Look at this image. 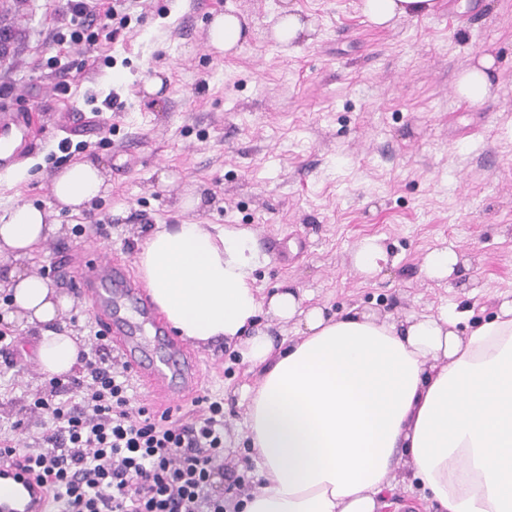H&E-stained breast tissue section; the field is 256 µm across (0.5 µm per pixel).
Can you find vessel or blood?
<instances>
[{
    "label": "vessel or blood",
    "instance_id": "vessel-or-blood-1",
    "mask_svg": "<svg viewBox=\"0 0 512 512\" xmlns=\"http://www.w3.org/2000/svg\"><path fill=\"white\" fill-rule=\"evenodd\" d=\"M76 286L96 306L102 332L112 339V352L135 373L160 403L183 404L200 386L199 361L176 337L167 336L143 286L125 265L112 258L85 264ZM0 512H52L50 497L34 475L10 461L0 463Z\"/></svg>",
    "mask_w": 512,
    "mask_h": 512
}]
</instances>
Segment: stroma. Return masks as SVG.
Wrapping results in <instances>:
<instances>
[{
    "mask_svg": "<svg viewBox=\"0 0 512 512\" xmlns=\"http://www.w3.org/2000/svg\"><path fill=\"white\" fill-rule=\"evenodd\" d=\"M312 25L288 50L273 36L282 2ZM0 28V85L24 90L31 136L17 142L0 175V207L21 199L45 207L60 231L23 263L73 300L62 317L90 341L88 298L74 286L86 261L107 253L134 267L153 224H238L252 230L267 263L263 295L281 283L328 313L359 307L404 318L441 307L492 318L512 299V0H440L433 16L370 25L358 0H141L116 40L81 61L60 33L65 0H11ZM245 17L252 31L235 55L209 46L217 13ZM494 56V98L458 100V72ZM67 71L70 98L56 97L51 72ZM162 77L156 96L143 86ZM120 97L123 111L107 107ZM94 161L107 190L81 213L59 207L51 178ZM204 206L180 208L190 195ZM382 237L396 266L366 279L351 251ZM469 258L445 281L422 266L435 249ZM203 392L223 405L224 460L249 488L259 465L246 445L244 393L256 375L235 346L196 348ZM33 357L0 362V424L22 421L32 441L28 395L45 389Z\"/></svg>",
    "mask_w": 512,
    "mask_h": 512,
    "instance_id": "stroma-1",
    "label": "stroma"
}]
</instances>
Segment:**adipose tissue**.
<instances>
[{
    "mask_svg": "<svg viewBox=\"0 0 512 512\" xmlns=\"http://www.w3.org/2000/svg\"><path fill=\"white\" fill-rule=\"evenodd\" d=\"M438 0H360L384 28L434 12ZM245 18L216 15L209 44L234 54L249 40ZM493 56L482 55L455 84L477 106L492 94ZM53 198L77 212L106 190L97 164L77 162L52 178ZM44 208L21 200L0 210V280L23 328L35 330L38 369L74 374L84 344L61 323L72 299L22 269L53 236ZM263 257L247 228L158 224L143 237L137 268L152 302L178 335L198 346H237L258 380L245 437L260 486L240 512H387L400 486L442 512H512V300L495 318L459 334L460 313L402 319L356 307L327 314L298 291L264 296ZM268 312L295 323L297 340L258 328ZM409 473H401L400 461Z\"/></svg>",
    "mask_w": 512,
    "mask_h": 512,
    "instance_id": "obj_1",
    "label": "adipose tissue"
}]
</instances>
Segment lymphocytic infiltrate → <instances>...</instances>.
I'll return each instance as SVG.
<instances>
[{"mask_svg": "<svg viewBox=\"0 0 512 512\" xmlns=\"http://www.w3.org/2000/svg\"><path fill=\"white\" fill-rule=\"evenodd\" d=\"M137 3L112 0L100 12L94 0H67L73 51L86 56L114 40L110 21ZM109 348L94 335L81 375L52 378L47 392L31 395V411L48 419L40 436L23 444L5 435L0 446L50 485L58 512H225L209 490L224 472L220 402L200 396L178 416L133 406Z\"/></svg>", "mask_w": 512, "mask_h": 512, "instance_id": "f902f5d3", "label": "lymphocytic infiltrate"}]
</instances>
